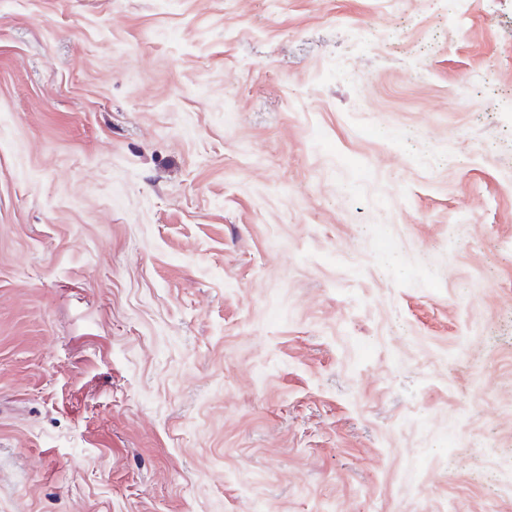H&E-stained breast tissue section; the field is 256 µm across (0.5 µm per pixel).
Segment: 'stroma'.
<instances>
[{
  "mask_svg": "<svg viewBox=\"0 0 512 512\" xmlns=\"http://www.w3.org/2000/svg\"><path fill=\"white\" fill-rule=\"evenodd\" d=\"M0 512H512V0H0Z\"/></svg>",
  "mask_w": 512,
  "mask_h": 512,
  "instance_id": "1",
  "label": "stroma"
}]
</instances>
